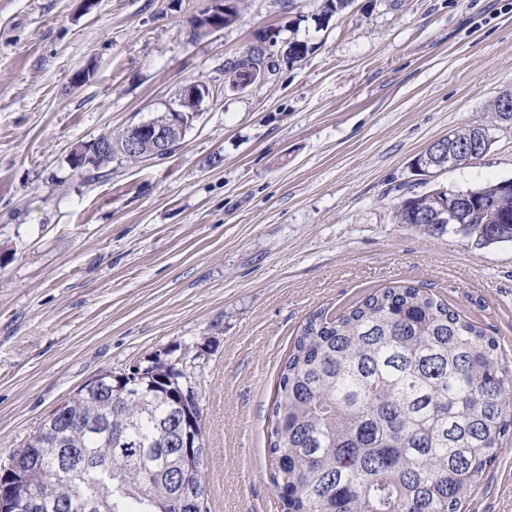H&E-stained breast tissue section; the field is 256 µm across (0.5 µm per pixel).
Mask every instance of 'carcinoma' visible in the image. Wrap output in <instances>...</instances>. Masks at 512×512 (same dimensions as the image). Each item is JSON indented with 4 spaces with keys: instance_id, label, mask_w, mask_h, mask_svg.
<instances>
[{
    "instance_id": "1",
    "label": "carcinoma",
    "mask_w": 512,
    "mask_h": 512,
    "mask_svg": "<svg viewBox=\"0 0 512 512\" xmlns=\"http://www.w3.org/2000/svg\"><path fill=\"white\" fill-rule=\"evenodd\" d=\"M266 64L250 48L225 68L235 85L246 64ZM448 147L415 160L448 168ZM466 235L486 244L512 241V180L474 190ZM457 192H411L396 205L401 224H419ZM496 219L486 220V201ZM112 385L105 410L80 388L64 402L78 419L68 431L110 470L57 475L54 449L37 433L13 452L18 480L47 496L42 512H82V488L100 512H171L183 477L167 439L181 428L204 439L202 409L171 360L149 358L133 380L140 396L123 397L130 380ZM270 452L282 512H462L512 436V366L483 328L421 288L398 282L376 289L340 314L317 313L300 327L272 400Z\"/></svg>"
}]
</instances>
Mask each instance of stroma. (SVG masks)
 Segmentation results:
<instances>
[{
  "label": "stroma",
  "instance_id": "obj_1",
  "mask_svg": "<svg viewBox=\"0 0 512 512\" xmlns=\"http://www.w3.org/2000/svg\"><path fill=\"white\" fill-rule=\"evenodd\" d=\"M325 4L241 0L193 42L208 0H0V464L84 383L167 351L203 409L210 512H267L274 389L310 314L405 282L512 336V243L395 217L428 189L416 158L512 92V0ZM254 45L272 70L231 88ZM194 80L213 95L166 158L74 169ZM492 136L433 182L512 178V125ZM467 512H512V444ZM248 63H251L254 66H261L265 64L267 70L269 69L268 64L266 62L265 50L261 46L252 47L246 53V56L243 59L234 62V64H231L229 67L225 68V84L228 83V85L235 87L236 78L241 77L242 68Z\"/></svg>",
  "mask_w": 512,
  "mask_h": 512
}]
</instances>
